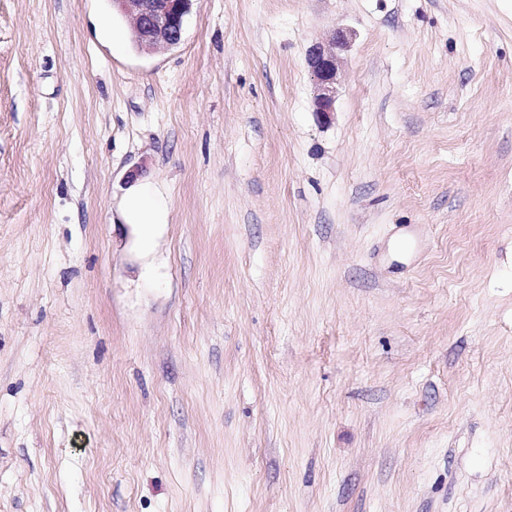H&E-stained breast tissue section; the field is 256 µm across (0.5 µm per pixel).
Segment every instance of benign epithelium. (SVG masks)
Wrapping results in <instances>:
<instances>
[{
    "label": "benign epithelium",
    "mask_w": 512,
    "mask_h": 512,
    "mask_svg": "<svg viewBox=\"0 0 512 512\" xmlns=\"http://www.w3.org/2000/svg\"><path fill=\"white\" fill-rule=\"evenodd\" d=\"M192 0H113L119 12L130 19L137 47L151 52L161 47H174L181 42L184 17ZM347 34L335 31L330 44L313 43L307 61L314 78L317 95L316 111L328 116L334 111L338 58L336 50L346 46Z\"/></svg>",
    "instance_id": "obj_1"
}]
</instances>
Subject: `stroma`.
<instances>
[{"label": "stroma", "instance_id": "obj_1", "mask_svg": "<svg viewBox=\"0 0 512 512\" xmlns=\"http://www.w3.org/2000/svg\"><path fill=\"white\" fill-rule=\"evenodd\" d=\"M114 30L0 0V512H512V0ZM329 41V45L313 43L307 53L308 65L318 91L315 98L316 110L324 117L334 112L338 73L336 49L346 46L348 37L344 31H335ZM164 212L162 202L148 188H135L128 194L124 204L125 222L137 229L141 248L147 249L158 225L165 224Z\"/></svg>", "mask_w": 512, "mask_h": 512}]
</instances>
